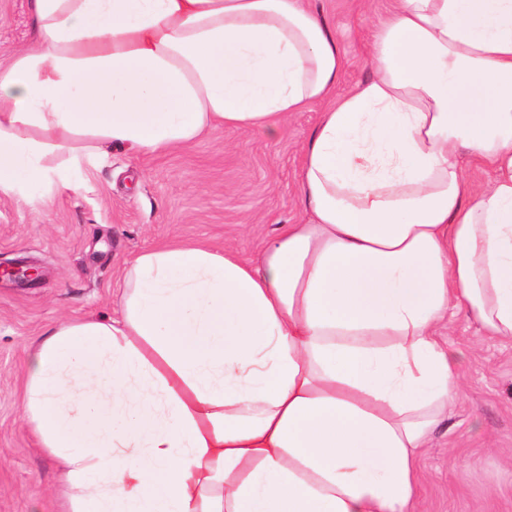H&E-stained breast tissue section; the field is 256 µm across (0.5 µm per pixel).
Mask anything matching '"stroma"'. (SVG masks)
Listing matches in <instances>:
<instances>
[{"instance_id": "stroma-1", "label": "stroma", "mask_w": 512, "mask_h": 512, "mask_svg": "<svg viewBox=\"0 0 512 512\" xmlns=\"http://www.w3.org/2000/svg\"><path fill=\"white\" fill-rule=\"evenodd\" d=\"M335 27L346 65L337 94L372 75L370 56L391 0H311ZM33 38L31 0H0V63ZM323 104L293 113L282 134L224 128L159 153L113 150L86 164L78 190L0 192V266L34 263L36 284L0 279V512H48L52 462L21 419L24 346L60 319L108 315L125 263L164 243L232 247L256 261L281 225L304 224L296 174ZM462 394L417 462L414 512H512V342L465 314L439 330Z\"/></svg>"}]
</instances>
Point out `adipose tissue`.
I'll list each match as a JSON object with an SVG mask.
<instances>
[{
	"label": "adipose tissue",
	"instance_id": "1",
	"mask_svg": "<svg viewBox=\"0 0 512 512\" xmlns=\"http://www.w3.org/2000/svg\"><path fill=\"white\" fill-rule=\"evenodd\" d=\"M31 5L34 41L0 65V192L325 106L296 175L309 223L254 263L147 249L115 316L26 344L54 512H413L462 389L440 324L512 341V0H392L342 95L345 53L305 0Z\"/></svg>",
	"mask_w": 512,
	"mask_h": 512
}]
</instances>
